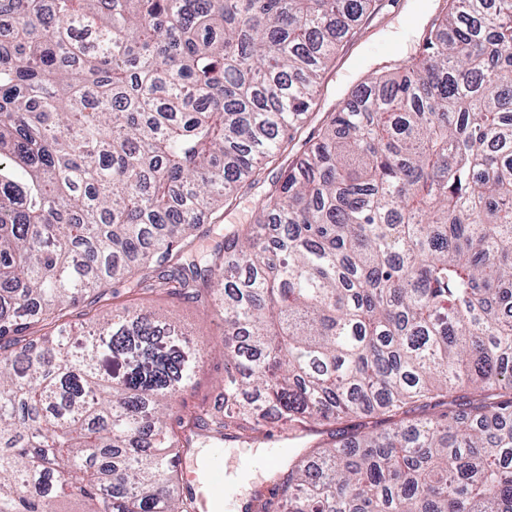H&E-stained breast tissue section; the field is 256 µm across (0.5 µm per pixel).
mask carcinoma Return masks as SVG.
Here are the masks:
<instances>
[{
  "mask_svg": "<svg viewBox=\"0 0 512 512\" xmlns=\"http://www.w3.org/2000/svg\"><path fill=\"white\" fill-rule=\"evenodd\" d=\"M378 2L0 0V512H195L174 461L261 416L330 440L249 512H512V0H444L296 143ZM152 295L223 312L224 413H168L200 355ZM263 188L256 187L251 190L238 192L237 205L224 212V215L218 218H209L205 216L201 223L203 228L194 238V254L204 261L210 253L211 248L216 241H219L227 233L233 224H248L252 221L255 205L259 199Z\"/></svg>",
  "mask_w": 512,
  "mask_h": 512,
  "instance_id": "1",
  "label": "carcinoma"
}]
</instances>
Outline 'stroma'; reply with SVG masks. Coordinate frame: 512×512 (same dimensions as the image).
<instances>
[{"instance_id":"stroma-1","label":"stroma","mask_w":512,"mask_h":512,"mask_svg":"<svg viewBox=\"0 0 512 512\" xmlns=\"http://www.w3.org/2000/svg\"><path fill=\"white\" fill-rule=\"evenodd\" d=\"M411 0H382L376 12L347 42L330 63L317 93L318 110L309 113L301 129V139L316 135L324 113L340 108L372 71H389L395 64L418 55L424 31L436 22L443 0H427L428 10L422 19H414ZM261 188L239 191L236 206L218 218H202V229L194 239V253L206 259L216 241L234 224L250 223ZM157 307L185 326L198 340L203 358L196 373L195 386L185 396L188 407L206 406L214 413L224 408V321L219 312L202 305L175 299L159 298Z\"/></svg>"}]
</instances>
